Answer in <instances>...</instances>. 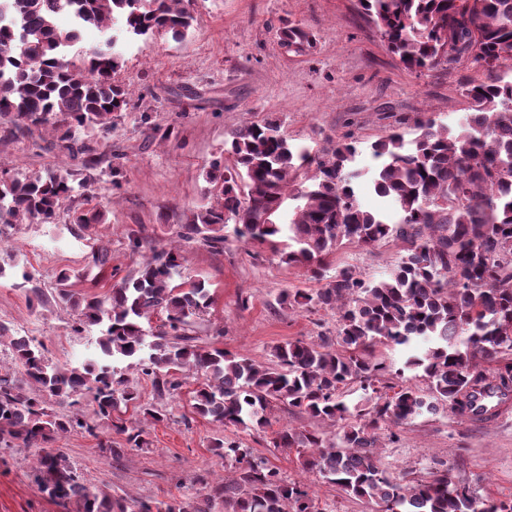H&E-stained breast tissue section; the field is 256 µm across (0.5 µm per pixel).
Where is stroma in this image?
I'll list each match as a JSON object with an SVG mask.
<instances>
[{
	"label": "stroma",
	"mask_w": 512,
	"mask_h": 512,
	"mask_svg": "<svg viewBox=\"0 0 512 512\" xmlns=\"http://www.w3.org/2000/svg\"><path fill=\"white\" fill-rule=\"evenodd\" d=\"M193 8L194 27L181 40L162 33L122 41L115 79L129 88L130 101L114 114L111 133L81 132L93 148L90 159L49 150L55 139L51 130L14 136L0 129V177L67 168L77 185L53 223L0 227V239L7 243L0 264L9 268L0 278V323L35 338L51 363L85 360L98 335L94 329L74 332L72 310L52 303L57 273L69 270L71 290L79 298L104 296L113 276L135 274L150 251L132 250L131 234L166 243L196 206L214 200L207 172L213 161L224 159L225 140L244 123L276 117L290 143L314 151L332 149L351 136L362 166L370 161L373 142L394 129L412 132L424 113L456 125L469 110L465 84L488 77L472 58L435 71L406 69L364 19L358 0H195ZM286 23L310 32L311 43L283 48L279 32ZM158 128L171 130V137L160 140L154 134ZM87 210L99 213V224L89 234L73 236L69 225ZM52 235L57 248L44 251L42 244ZM99 246L108 247L112 261L96 274L89 265ZM402 254L398 240L347 243L337 249L333 265L378 281ZM183 272L211 295L193 331L212 346L267 363L282 342L336 337V311L282 304L283 294L312 291L318 284L305 268L284 263L267 246L231 238L215 253L193 243L185 249ZM25 273L31 277L27 286L21 283ZM34 286L42 289L45 302L33 300ZM196 387L188 380L178 395L163 401L164 421L148 424L142 414L128 411L127 425H144L145 443L129 448L124 435L112 433L113 446L124 451L120 460L101 453L96 439L81 433L59 435L55 446L81 480L109 495L169 502L201 491L199 476L213 484L233 477L235 463L217 457L213 446L219 438L237 439L285 481L303 485L321 512H376L374 504L304 468L309 449L272 445L285 427L314 430L332 441L339 424L280 405L265 429H225L195 415ZM377 451L394 481L444 469L478 496L512 501V408L474 423L443 407L380 431ZM38 453L35 447L17 448L0 463V512H64L34 480Z\"/></svg>",
	"instance_id": "obj_1"
}]
</instances>
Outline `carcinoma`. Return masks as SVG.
I'll list each match as a JSON object with an SVG mask.
<instances>
[{"mask_svg":"<svg viewBox=\"0 0 512 512\" xmlns=\"http://www.w3.org/2000/svg\"><path fill=\"white\" fill-rule=\"evenodd\" d=\"M390 50L411 70H434L448 39L479 43L477 61L495 72L512 59V0H359ZM73 27L56 24L61 12ZM192 0H0V125L12 135L33 127L66 129L54 145L78 157L92 147L79 137L88 127L112 131V115L128 104V92L112 80L121 67L116 46L104 43L67 58L79 29L94 26L122 38L166 33L183 38L193 27ZM308 35L281 31V45L299 47ZM470 112L453 129L425 115L412 138L391 132L370 145L374 164L355 168V142L325 154L291 144L276 121L247 123L225 141L228 162L211 165L217 204L203 203L176 232L178 245L158 247L135 235L151 260L122 277L104 298L79 299L69 276L57 277V299L76 316L74 330L99 328V352L83 362L54 365L41 343L13 336L9 346L24 381L0 373V450L39 447L57 433L75 431L98 440L99 450L122 449L104 437L110 428L141 447L143 429L127 427L133 406L155 422L163 409L143 404L115 362L133 359L152 382L156 399L183 388L181 372L199 379L192 408L220 426L269 425L274 403L340 424L336 441L317 432L278 433L275 448H311L305 464L348 495L378 512H512L492 498L478 499L443 470L426 480L400 483L381 467L379 431L399 426L443 405L461 418L483 423L512 405V79L465 85ZM369 177L375 193L396 212L363 208L356 181ZM73 173L17 175L0 180V224L50 223L74 192ZM296 201L288 222H278L287 200ZM245 243L279 250L322 283L314 292L283 295L291 307L334 309L336 343L288 341L274 360L257 363L213 347L191 334L193 318L209 308L204 284L184 279L181 246L200 242L222 252L226 224ZM405 254L388 277L366 282L350 267L326 277L343 242L373 245L388 239ZM163 317L157 330L144 323ZM403 346L405 367L421 371L429 394L413 385L399 390L375 355L379 343ZM357 384L362 399L349 406L343 390ZM216 455L238 464L237 475L212 493L163 507L134 500L135 512H319L307 490L251 460L236 440L214 445ZM41 491L76 512H127L119 500L90 489L56 448L36 462Z\"/></svg>","mask_w":512,"mask_h":512,"instance_id":"carcinoma-1","label":"carcinoma"}]
</instances>
